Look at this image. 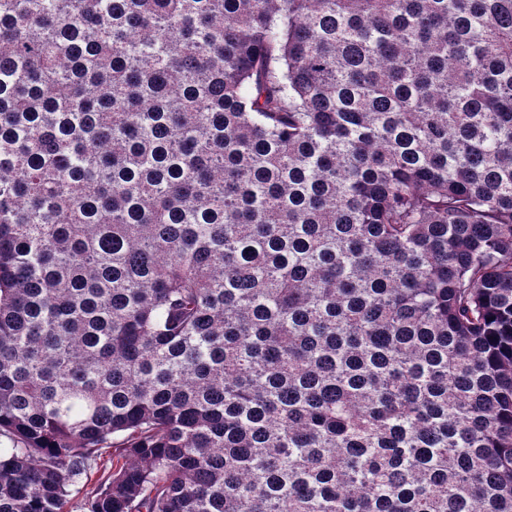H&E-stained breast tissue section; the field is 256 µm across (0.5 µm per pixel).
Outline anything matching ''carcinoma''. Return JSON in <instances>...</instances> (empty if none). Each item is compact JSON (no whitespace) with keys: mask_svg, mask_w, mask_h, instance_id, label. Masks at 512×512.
Masks as SVG:
<instances>
[{"mask_svg":"<svg viewBox=\"0 0 512 512\" xmlns=\"http://www.w3.org/2000/svg\"><path fill=\"white\" fill-rule=\"evenodd\" d=\"M512 512V0H0V512Z\"/></svg>","mask_w":512,"mask_h":512,"instance_id":"obj_1","label":"carcinoma"}]
</instances>
